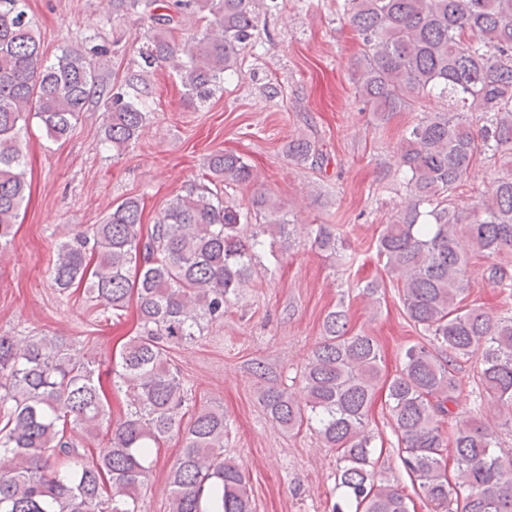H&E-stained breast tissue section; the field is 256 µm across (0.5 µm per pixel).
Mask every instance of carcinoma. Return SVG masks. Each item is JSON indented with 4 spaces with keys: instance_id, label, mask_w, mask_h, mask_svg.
Listing matches in <instances>:
<instances>
[{
    "instance_id": "carcinoma-1",
    "label": "carcinoma",
    "mask_w": 512,
    "mask_h": 512,
    "mask_svg": "<svg viewBox=\"0 0 512 512\" xmlns=\"http://www.w3.org/2000/svg\"><path fill=\"white\" fill-rule=\"evenodd\" d=\"M116 2L147 20L144 68L173 65L198 107L223 89L262 13L277 7V0H167V12L157 14L149 0ZM340 8L364 45L355 63L358 93L380 120L426 96L453 106L425 116L401 140L411 200L377 240L422 341L406 348L389 377L375 338L352 332L338 307L301 367L300 395L271 384L262 401L283 430L306 428L336 454L340 496L332 512H411L408 497L377 468L369 413L381 383L401 463L431 512H512V448L499 438L500 429L512 430V314L464 304L469 247L488 259V283L512 298L504 262L512 258V0H343ZM187 15L204 26L179 41ZM105 54L66 49L47 61L25 0H0V251L13 242L24 199L21 132L30 116L58 142L96 96L104 100L103 142L118 154L145 127L149 112L138 90L99 79ZM470 112L480 113L477 132ZM287 155L313 165L321 159L302 133L288 141ZM479 160L507 171L461 224L454 193ZM205 169L151 226L130 197L58 245L51 276L60 291L82 286L114 311L136 301L139 330L120 361L102 372L62 339L0 336V512H141L152 453L175 430L183 448L168 476L169 512H252L245 472L224 458V409L202 406L181 426L187 391L169 349L224 316L265 247L277 261L275 242L304 229L312 246L333 254L339 236L334 224L288 223L262 192L244 211L226 204V188L256 184L241 155L217 151ZM254 215L266 223H251ZM463 359L475 360L480 416L448 428ZM104 375L125 392L127 409L109 451L96 456L72 433L89 442L111 424Z\"/></svg>"
}]
</instances>
